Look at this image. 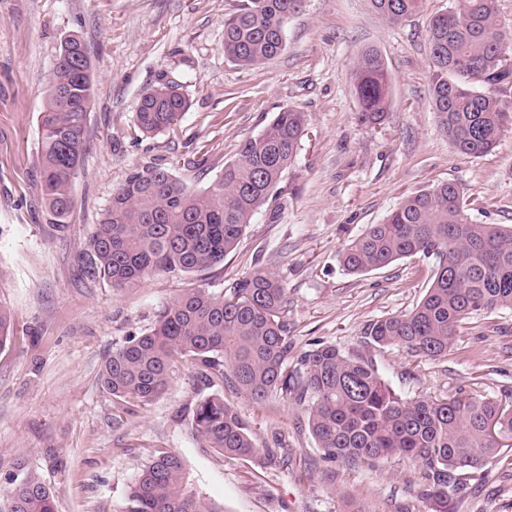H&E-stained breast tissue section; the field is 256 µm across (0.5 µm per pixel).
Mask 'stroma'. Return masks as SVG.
I'll list each match as a JSON object with an SVG mask.
<instances>
[{
	"mask_svg": "<svg viewBox=\"0 0 512 512\" xmlns=\"http://www.w3.org/2000/svg\"><path fill=\"white\" fill-rule=\"evenodd\" d=\"M237 3L0 0V307L12 321L0 348V488L23 466L51 489L56 512H122L153 451L167 449L182 458L194 490L224 512H431L421 472L408 461L327 467L294 401L254 402L230 383L201 381L185 361L160 396L123 413L102 385L113 344L146 332L182 289L221 293L262 267L288 290L295 351L324 343L368 352L405 398L512 399V310L471 319L446 357L414 360L366 346L364 333L421 300L428 263L402 259L353 275L338 261L342 245L405 195L441 182L462 188L473 221L512 225V124L493 151L471 156L449 144L432 109L428 23L452 0H423L397 24L368 0H304L284 52L248 68L224 55V16ZM71 36L88 49L94 95L89 151L72 182L70 221L59 229L39 191L38 115ZM368 47L382 55L391 86L374 127L359 123L353 92L354 60ZM162 80L183 86L188 111L170 130L132 138L142 93ZM288 108L305 114L300 149L223 265L119 290L93 274L87 241L132 168L163 167L203 189ZM212 394L248 423L260 457L228 459L196 437L195 406ZM448 512H512V469L489 462L482 482L449 499Z\"/></svg>",
	"mask_w": 512,
	"mask_h": 512,
	"instance_id": "35a3bbf8",
	"label": "stroma"
}]
</instances>
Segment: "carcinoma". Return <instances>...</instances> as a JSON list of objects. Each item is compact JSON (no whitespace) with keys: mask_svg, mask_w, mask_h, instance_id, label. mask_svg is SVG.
<instances>
[{"mask_svg":"<svg viewBox=\"0 0 512 512\" xmlns=\"http://www.w3.org/2000/svg\"><path fill=\"white\" fill-rule=\"evenodd\" d=\"M304 0H239L224 19V56L249 67L286 47L288 20ZM496 0H455L432 17L428 29L431 96L448 142L459 152L492 151L512 111L499 93L512 84V47L496 24ZM390 23L405 20L421 0H369ZM76 37L60 47L38 117L40 191L51 223L65 228L71 184L88 151L85 126L93 75L80 66ZM354 95L360 123L382 122L389 103V76L382 56L362 51L354 62ZM189 108L182 87L169 83L142 94L132 132L170 129ZM305 114L288 108L255 138L206 188L191 190L162 167L136 168L112 192L88 247L93 273L116 289L138 285L152 274L202 272L224 264L247 226L266 203L297 155ZM463 191L452 182L413 192L380 224H371L338 253L343 269L363 274L404 258L430 263V285L407 313L368 325L373 346H393L411 356L446 355L474 316L512 309V226L479 224L467 213ZM287 288L270 270L237 280L229 294L185 288L156 314L153 326L112 348L102 384L119 401H153L172 368L188 359L207 379L231 377L255 401L273 395L292 399L307 414L308 429L322 459L358 468L400 456L417 465L422 496L447 512L448 499L484 478L488 459H512V404L476 395L406 399L379 374L371 358L317 344L292 352L288 339ZM193 430L206 447L237 459L258 448L248 424L224 396L201 399ZM0 489V512H56L49 488L31 470H19ZM123 512H223L189 487L181 457L160 451L130 486Z\"/></svg>","mask_w":512,"mask_h":512,"instance_id":"obj_1","label":"carcinoma"}]
</instances>
